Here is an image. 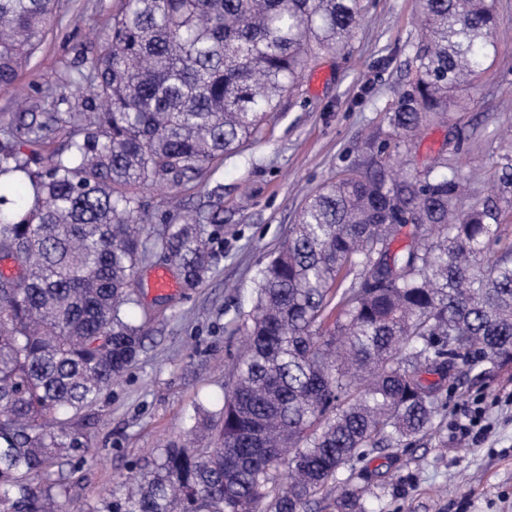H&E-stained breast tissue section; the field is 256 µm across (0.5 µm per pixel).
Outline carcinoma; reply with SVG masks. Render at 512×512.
Returning <instances> with one entry per match:
<instances>
[{"label":"carcinoma","instance_id":"1","mask_svg":"<svg viewBox=\"0 0 512 512\" xmlns=\"http://www.w3.org/2000/svg\"><path fill=\"white\" fill-rule=\"evenodd\" d=\"M361 0H114L86 84L96 112L0 119V512H57L74 417L138 359L134 274L154 252L195 288L219 229L186 214L153 242L138 188H176L278 111L313 58L349 41ZM424 37L388 138L323 183L260 270L248 344L212 448L165 449L101 512H306L328 486L364 512L369 451L397 460L436 429L448 391L512 364V246L500 207L458 209L444 151L398 175L396 156L444 121L494 45V0H420ZM55 0H0V87L51 26ZM73 130L63 151L49 135ZM22 185L31 195L11 200ZM208 223H224L219 189Z\"/></svg>","mask_w":512,"mask_h":512}]
</instances>
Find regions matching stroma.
<instances>
[{
  "label": "stroma",
  "instance_id": "35a3bbf8",
  "mask_svg": "<svg viewBox=\"0 0 512 512\" xmlns=\"http://www.w3.org/2000/svg\"><path fill=\"white\" fill-rule=\"evenodd\" d=\"M112 0H58L56 19L23 70L18 88H0V113L52 108L94 110L86 91L64 83L67 72L89 68L95 33L111 25ZM498 36L474 83L457 94L448 123L401 147L404 170L446 150L449 171L466 179L458 202L469 209L495 199L501 215L494 254L512 245V186L500 171L512 158V0H495ZM422 41L418 0H364L353 38L320 55L299 84L285 93L271 121L202 177L178 187L182 210H198L223 185L224 234L218 260L201 286L178 284L170 294L150 287L161 257L138 266L142 325L139 360L82 414L81 432L94 460L77 465L64 512H96L103 499L121 496L125 482L158 462L171 440L197 421H218L231 369L243 347L236 327L253 309L255 278L287 233L304 201L331 175L358 160L367 137L387 134L385 110L405 90ZM167 190L143 191L153 233L177 210L163 204ZM165 267V266H164ZM482 401L491 430L475 441L454 426ZM448 435L365 460L377 485L363 500L366 512H512V366L489 369L485 379L449 393L437 419Z\"/></svg>",
  "mask_w": 512,
  "mask_h": 512
}]
</instances>
